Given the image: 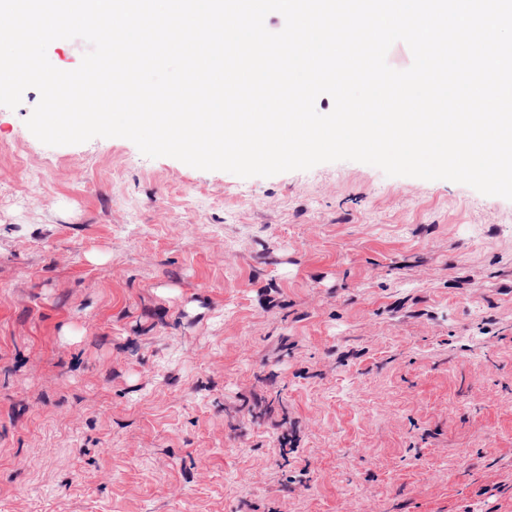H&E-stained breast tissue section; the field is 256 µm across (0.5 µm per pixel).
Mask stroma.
<instances>
[{
    "mask_svg": "<svg viewBox=\"0 0 512 512\" xmlns=\"http://www.w3.org/2000/svg\"><path fill=\"white\" fill-rule=\"evenodd\" d=\"M39 100L0 106V512H512V200L48 146Z\"/></svg>",
    "mask_w": 512,
    "mask_h": 512,
    "instance_id": "stroma-1",
    "label": "stroma"
}]
</instances>
